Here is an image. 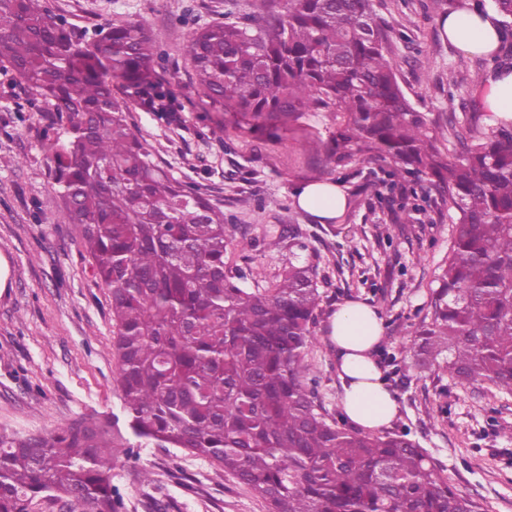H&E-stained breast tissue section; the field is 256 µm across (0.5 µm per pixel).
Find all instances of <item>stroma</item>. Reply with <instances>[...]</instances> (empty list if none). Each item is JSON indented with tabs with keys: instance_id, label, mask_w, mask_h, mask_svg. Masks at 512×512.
I'll use <instances>...</instances> for the list:
<instances>
[{
	"instance_id": "stroma-1",
	"label": "stroma",
	"mask_w": 512,
	"mask_h": 512,
	"mask_svg": "<svg viewBox=\"0 0 512 512\" xmlns=\"http://www.w3.org/2000/svg\"><path fill=\"white\" fill-rule=\"evenodd\" d=\"M393 27L388 57L412 106L423 112L438 147L448 115L491 126L475 95L485 59L450 44L441 23L448 0H373ZM69 24L95 35L116 18L147 22L164 76L183 109L173 122L133 110L131 123L154 161L179 180L201 185L237 224L228 255L244 270L271 277L290 256L292 228L318 266L322 314L307 360L319 399L342 417V386L329 323L347 301L376 307L384 320L377 360L400 405L389 432L409 433L463 494L485 512H512V394L478 382L459 386L436 363L415 355L439 268L448 257V208L425 184L394 186L387 167L358 160L336 169L320 161L307 134L328 136L336 115L309 113L305 132L257 141L217 142L212 124L188 103L195 29L224 18V0H47ZM188 23H181V14ZM51 108L11 75L0 73V255L10 268L0 291V429L40 435L80 420L122 417L119 366L112 347V295L63 203L53 193L45 146ZM334 181L349 205L319 221L295 206L292 191ZM122 512H268L266 502L231 473L179 448H134L113 460Z\"/></svg>"
}]
</instances>
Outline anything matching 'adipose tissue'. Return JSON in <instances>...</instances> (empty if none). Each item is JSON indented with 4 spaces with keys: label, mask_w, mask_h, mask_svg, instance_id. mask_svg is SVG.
I'll return each mask as SVG.
<instances>
[{
    "label": "adipose tissue",
    "mask_w": 512,
    "mask_h": 512,
    "mask_svg": "<svg viewBox=\"0 0 512 512\" xmlns=\"http://www.w3.org/2000/svg\"><path fill=\"white\" fill-rule=\"evenodd\" d=\"M443 29L449 42L468 54L487 55L499 46L494 21L465 8L449 13ZM476 95L491 117L512 119V73L480 84ZM292 198L299 208L321 220L338 218L347 207L338 184L328 181L298 186ZM330 324L345 415L370 430L389 425L399 413V404L375 358L384 333L383 319L366 303L350 301L339 307Z\"/></svg>",
    "instance_id": "1"
}]
</instances>
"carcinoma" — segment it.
Wrapping results in <instances>:
<instances>
[{
    "instance_id": "1",
    "label": "carcinoma",
    "mask_w": 512,
    "mask_h": 512,
    "mask_svg": "<svg viewBox=\"0 0 512 512\" xmlns=\"http://www.w3.org/2000/svg\"><path fill=\"white\" fill-rule=\"evenodd\" d=\"M256 2L189 46L196 105L218 115V141L278 138L331 106L326 164L368 158L397 181L426 178L457 218L418 351L445 355L438 368L461 385L512 393V121L484 132L450 111L442 151L398 82L372 0ZM472 9L498 15L503 55L492 58L511 70L512 0ZM154 56L142 23L113 22L89 42L42 0H0V71L51 106L62 129L47 147L54 193L112 292L125 442L214 463L269 512H484L408 435L340 424L318 401L304 361L322 311L317 266L293 251L282 273L244 287L224 204L159 166L129 122L132 105L161 119L178 110ZM119 452L106 422L1 430L0 512L47 497L119 512Z\"/></svg>"
}]
</instances>
